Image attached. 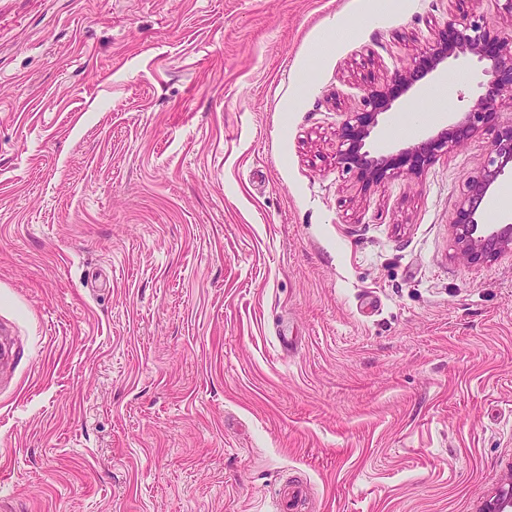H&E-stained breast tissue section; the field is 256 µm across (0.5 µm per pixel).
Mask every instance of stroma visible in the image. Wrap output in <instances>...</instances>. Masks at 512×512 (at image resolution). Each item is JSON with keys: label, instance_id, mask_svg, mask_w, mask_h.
Returning <instances> with one entry per match:
<instances>
[{"label": "stroma", "instance_id": "obj_1", "mask_svg": "<svg viewBox=\"0 0 512 512\" xmlns=\"http://www.w3.org/2000/svg\"><path fill=\"white\" fill-rule=\"evenodd\" d=\"M351 3L0 0L7 512H279L288 481L300 512H483L512 479V247L467 261L453 226L512 97L417 173L336 158L453 15L512 8ZM481 78L444 60L366 150Z\"/></svg>", "mask_w": 512, "mask_h": 512}]
</instances>
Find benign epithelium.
I'll list each match as a JSON object with an SVG mask.
<instances>
[{
  "instance_id": "7a95c632",
  "label": "benign epithelium",
  "mask_w": 512,
  "mask_h": 512,
  "mask_svg": "<svg viewBox=\"0 0 512 512\" xmlns=\"http://www.w3.org/2000/svg\"><path fill=\"white\" fill-rule=\"evenodd\" d=\"M467 51L483 63L485 80L480 82L478 102L465 116L435 138L410 150L374 158L364 151L365 140L378 123V115L390 110L393 103L412 89L424 74L433 70L455 51ZM512 93V37H500L476 21L463 16L448 22L447 28L428 48L423 68L405 70L394 76L383 89H375L364 102L366 110L356 113L342 124L340 141L346 149L339 151L338 163L362 176L382 179L386 176L416 172L439 150L463 142L479 127L498 119L497 101ZM512 164V125L502 128L487 152L481 177L471 181L468 193L457 207L454 229L461 255L476 261L512 245V224H478L477 212L485 202L487 189ZM484 512H512V481L488 504Z\"/></svg>"
}]
</instances>
